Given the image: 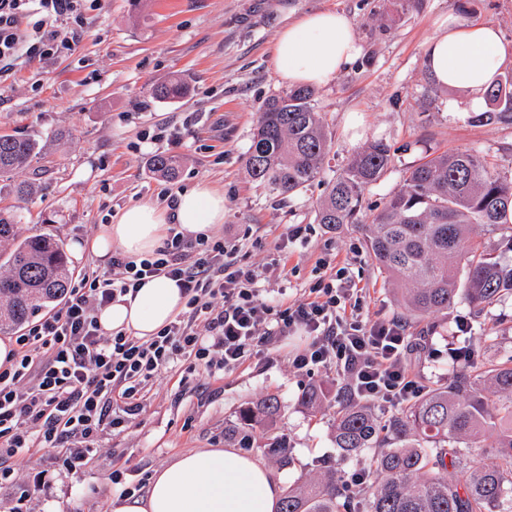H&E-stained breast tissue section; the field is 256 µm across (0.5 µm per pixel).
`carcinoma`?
Segmentation results:
<instances>
[{
	"mask_svg": "<svg viewBox=\"0 0 512 512\" xmlns=\"http://www.w3.org/2000/svg\"><path fill=\"white\" fill-rule=\"evenodd\" d=\"M188 92L178 76L153 86L177 100ZM478 125L512 124V72L485 92ZM42 151L38 140L0 134V178L25 170ZM329 155V137L311 87L271 97L252 134L246 167L272 192L292 195L314 181ZM392 165L391 146L376 139L357 148L326 183L315 223L335 230L359 224L365 247L385 282L398 287L401 317L411 322L443 313L458 300L481 313L512 296V234L493 246L485 233L512 231V173L468 150L433 152L410 166L402 187L367 213L365 192ZM159 155L152 172L178 174ZM22 216L0 209V332L16 331L63 300L72 271L63 244L21 232ZM278 399L240 413L229 432L273 426ZM332 437L351 455L372 450L364 483L351 486L335 470L288 484L279 512H512V355L460 363L449 355L448 379L387 416L375 405L344 401ZM267 453L288 465L278 436Z\"/></svg>",
	"mask_w": 512,
	"mask_h": 512,
	"instance_id": "cac0c4a2",
	"label": "carcinoma"
}]
</instances>
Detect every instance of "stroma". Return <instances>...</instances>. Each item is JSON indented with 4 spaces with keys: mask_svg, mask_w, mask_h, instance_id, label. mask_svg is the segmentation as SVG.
<instances>
[{
    "mask_svg": "<svg viewBox=\"0 0 512 512\" xmlns=\"http://www.w3.org/2000/svg\"><path fill=\"white\" fill-rule=\"evenodd\" d=\"M345 13L355 26L359 56L329 86L317 89L318 109L331 137L320 179L301 192L278 196L252 180L245 168L253 130L270 97L287 91L274 64L281 28L312 11ZM470 12L477 23L497 27L512 42V0H412L395 11L391 0H104L88 12L73 50L34 61L0 84V133L22 132L43 146L19 180L32 183L28 200L0 183V208L19 211L23 227L61 241L75 269L101 264L91 251L75 253L74 243L91 241L100 225L142 201L167 207L168 194L205 182L224 194V222L216 239L244 238L246 260L269 262L274 244L288 225H310L305 243L288 256L287 281H270L268 290L286 288L300 297L317 278L319 257L349 265L369 295L371 317H393L398 308L390 287L373 264L357 225L331 230L315 223L324 183L349 154L369 140L385 139L393 163L366 192L381 203L402 185L404 170L425 153L470 150L512 167V126L471 123L466 112H447L449 89L423 105L432 83L422 65L436 19ZM178 75L187 96L161 101L152 84ZM172 135L158 141L156 127ZM160 154L182 159L173 181L153 174ZM468 320L473 336L489 346L478 354L512 355V298L481 315L466 301L448 312L408 325L413 350L410 367L424 383L448 377V348L457 344L456 324ZM304 341L303 332L278 339L268 357L252 359L230 372L186 374L174 365L155 383L137 419L123 432L105 429L86 458L73 448H45L19 460L23 484L38 493L20 501L15 487L0 485V512H111L112 472L122 470L129 486L150 476L193 448H241L229 435L241 409L277 397L273 429L255 427L251 454L261 455L270 435L283 437L291 450L288 466L267 459L281 483L314 473L329 463L339 474L369 463L370 451L345 455L336 447L332 425L343 380L335 370L312 376L296 373L289 357ZM319 387L318 409L301 397Z\"/></svg>",
    "mask_w": 512,
    "mask_h": 512,
    "instance_id": "1",
    "label": "stroma"
}]
</instances>
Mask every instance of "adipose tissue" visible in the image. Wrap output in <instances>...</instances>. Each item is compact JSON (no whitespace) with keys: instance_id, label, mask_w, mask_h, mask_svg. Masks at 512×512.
Wrapping results in <instances>:
<instances>
[{"instance_id":"ef3b65f1","label":"adipose tissue","mask_w":512,"mask_h":512,"mask_svg":"<svg viewBox=\"0 0 512 512\" xmlns=\"http://www.w3.org/2000/svg\"><path fill=\"white\" fill-rule=\"evenodd\" d=\"M359 53L355 28L347 15L321 10L302 15L283 27L275 44V68L291 86L325 87ZM512 42L491 25L456 15L436 22V33L424 48L423 65L434 81L468 95L472 111L484 105V91L507 64ZM224 222V197L200 183L179 192L174 210L141 202L121 211L114 223L100 225L89 244L102 259L113 253L130 259L151 254L168 224L183 234L206 235ZM185 299L175 282L150 278L134 295L116 299L98 311L105 333L122 330L146 340L183 310ZM280 481L258 457L235 448H198L156 470L146 492L117 497L112 512H278Z\"/></svg>"}]
</instances>
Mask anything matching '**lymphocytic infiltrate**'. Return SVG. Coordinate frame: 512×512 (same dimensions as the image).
I'll return each mask as SVG.
<instances>
[{
  "label": "lymphocytic infiltrate",
  "instance_id": "obj_1",
  "mask_svg": "<svg viewBox=\"0 0 512 512\" xmlns=\"http://www.w3.org/2000/svg\"><path fill=\"white\" fill-rule=\"evenodd\" d=\"M101 4L0 0V83L17 61L72 50L73 22L86 6ZM307 233L306 225H288L275 244L280 262L260 267L241 259V241L189 239L173 227L153 255L116 254L111 270L92 267L77 276L61 307L16 334L12 360L0 365V483L9 482L17 456L76 443L90 450L105 428H126L171 365L231 371L297 328L306 342L292 355L294 370L335 368L350 397L388 409L418 396L423 381L409 367L403 322L369 317L366 291L348 267L319 260L321 274L303 300L265 295L263 282L287 278L283 257ZM161 274L184 294V314L146 341L120 331L104 335L96 310Z\"/></svg>",
  "mask_w": 512,
  "mask_h": 512
}]
</instances>
